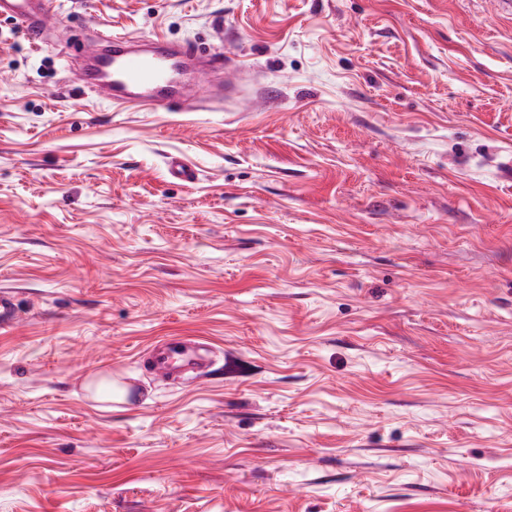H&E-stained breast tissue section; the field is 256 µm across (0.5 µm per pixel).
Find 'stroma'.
<instances>
[{"instance_id": "35a3bbf8", "label": "stroma", "mask_w": 512, "mask_h": 512, "mask_svg": "<svg viewBox=\"0 0 512 512\" xmlns=\"http://www.w3.org/2000/svg\"><path fill=\"white\" fill-rule=\"evenodd\" d=\"M51 8L38 48L0 16V512H512V16ZM103 30L223 55L233 91L113 107ZM172 337L205 364L155 378Z\"/></svg>"}]
</instances>
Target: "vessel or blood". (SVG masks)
Wrapping results in <instances>:
<instances>
[{"mask_svg": "<svg viewBox=\"0 0 512 512\" xmlns=\"http://www.w3.org/2000/svg\"><path fill=\"white\" fill-rule=\"evenodd\" d=\"M50 14L51 0H0V16L11 18L36 45L49 25ZM129 42V37L108 32L87 48L96 66L85 75L84 81L104 93L116 107L181 105L183 99L192 97L194 89L182 77L184 65L199 59L206 72L223 65L215 57H201L189 43L174 44L158 38L149 50L137 52L129 50ZM195 363L193 353L177 341L168 343L154 356V364L162 372Z\"/></svg>", "mask_w": 512, "mask_h": 512, "instance_id": "obj_1", "label": "vessel or blood"}]
</instances>
